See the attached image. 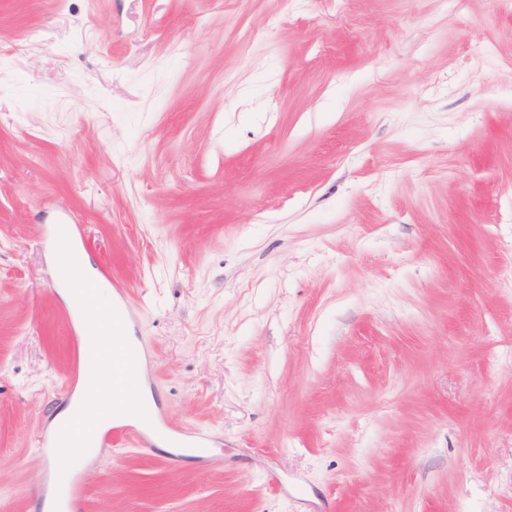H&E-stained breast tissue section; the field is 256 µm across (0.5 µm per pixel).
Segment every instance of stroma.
<instances>
[{"label": "stroma", "instance_id": "1", "mask_svg": "<svg viewBox=\"0 0 512 512\" xmlns=\"http://www.w3.org/2000/svg\"><path fill=\"white\" fill-rule=\"evenodd\" d=\"M128 290L200 459L84 512H512V0H0V512H41L78 324Z\"/></svg>", "mask_w": 512, "mask_h": 512}]
</instances>
